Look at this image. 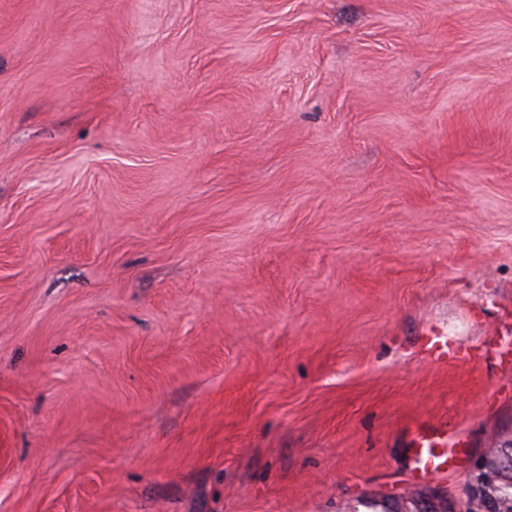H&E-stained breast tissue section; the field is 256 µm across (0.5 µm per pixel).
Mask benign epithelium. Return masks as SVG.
<instances>
[{"instance_id":"benign-epithelium-1","label":"benign epithelium","mask_w":512,"mask_h":512,"mask_svg":"<svg viewBox=\"0 0 512 512\" xmlns=\"http://www.w3.org/2000/svg\"><path fill=\"white\" fill-rule=\"evenodd\" d=\"M512 451V428L496 434L495 442L475 461L468 484L471 512H512L497 491L512 490V467H501L503 449ZM369 512H454L447 496L427 488L364 501Z\"/></svg>"}]
</instances>
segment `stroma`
<instances>
[{"label": "stroma", "instance_id": "obj_1", "mask_svg": "<svg viewBox=\"0 0 512 512\" xmlns=\"http://www.w3.org/2000/svg\"><path fill=\"white\" fill-rule=\"evenodd\" d=\"M510 427L512 0H0V512H466ZM417 438L416 450L423 463V471L430 473L440 471L447 461L446 452L444 448L440 447L441 443L425 432H418ZM369 512H454L447 496L427 488L363 501Z\"/></svg>", "mask_w": 512, "mask_h": 512}]
</instances>
